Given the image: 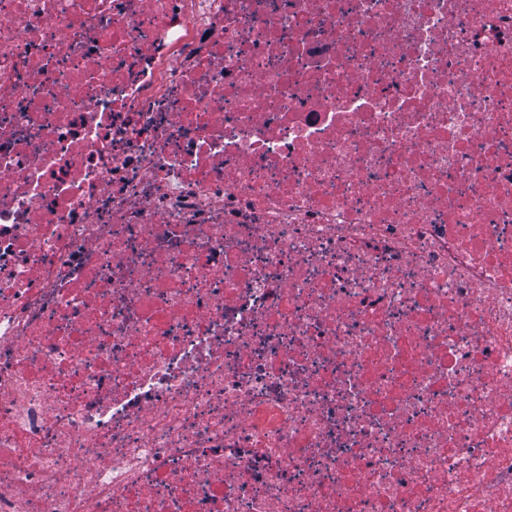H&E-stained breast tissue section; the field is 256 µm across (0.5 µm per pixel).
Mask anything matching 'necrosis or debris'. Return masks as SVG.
<instances>
[{"instance_id": "necrosis-or-debris-1", "label": "necrosis or debris", "mask_w": 512, "mask_h": 512, "mask_svg": "<svg viewBox=\"0 0 512 512\" xmlns=\"http://www.w3.org/2000/svg\"><path fill=\"white\" fill-rule=\"evenodd\" d=\"M0 512H512V0H0Z\"/></svg>"}]
</instances>
